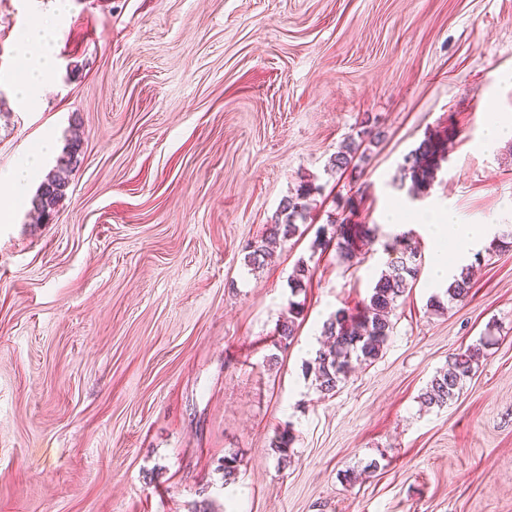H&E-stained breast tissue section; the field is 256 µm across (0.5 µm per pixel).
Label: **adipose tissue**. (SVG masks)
I'll use <instances>...</instances> for the list:
<instances>
[{
  "label": "adipose tissue",
  "mask_w": 512,
  "mask_h": 512,
  "mask_svg": "<svg viewBox=\"0 0 512 512\" xmlns=\"http://www.w3.org/2000/svg\"><path fill=\"white\" fill-rule=\"evenodd\" d=\"M57 36V31L51 28L28 30L21 35L22 51L34 54L28 72L12 81L15 93L23 103H36L50 82L54 71L52 44ZM53 148V139H45L37 149L0 175L1 209L9 212L25 204L29 189ZM414 220L428 228L435 243L431 270L433 284L451 281L455 266L468 263L470 252L480 239L479 232L471 225L459 223L451 211L425 209L416 213Z\"/></svg>",
  "instance_id": "1"
}]
</instances>
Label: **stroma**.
I'll return each mask as SVG.
<instances>
[{
  "label": "stroma",
  "mask_w": 512,
  "mask_h": 512,
  "mask_svg": "<svg viewBox=\"0 0 512 512\" xmlns=\"http://www.w3.org/2000/svg\"><path fill=\"white\" fill-rule=\"evenodd\" d=\"M54 24L28 109L19 38ZM488 112L512 116V0H0V172L48 135L45 171L69 166L44 222L29 205L0 222V512H512V249L488 251L512 230V137L486 143ZM366 127L361 175L331 171ZM427 139L419 194L402 166ZM304 182L299 235L251 269L245 245ZM398 203L493 225L466 302L433 310L434 242L386 224ZM341 216L374 231L354 265L312 248ZM400 231L422 265L394 333L322 396L305 375L322 325L367 302ZM489 333L459 395L423 406L449 354ZM302 315V309L300 303L289 301L288 312L278 325L277 329V341L279 344H288V340H291L295 334L296 327L298 325V319Z\"/></svg>",
  "instance_id": "stroma-1"
}]
</instances>
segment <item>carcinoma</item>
<instances>
[{
  "mask_svg": "<svg viewBox=\"0 0 512 512\" xmlns=\"http://www.w3.org/2000/svg\"><path fill=\"white\" fill-rule=\"evenodd\" d=\"M365 139L354 138L330 158V166L338 172H357L359 162L365 159L362 145ZM437 149L431 140H426L415 152L404 159L403 171L407 172L415 189H426L434 179L435 156ZM69 181L64 171L50 172L42 182L38 194L33 200V208L40 215L47 216L65 197ZM316 187L301 183L296 194L283 199L274 223L268 225L264 239L250 246L247 263L253 268L264 265L270 250L279 242L292 239L299 230V223L306 220V205L302 200L309 197ZM333 240L336 251L346 263L358 259V250L354 235L346 220H333ZM393 258L375 282L368 302L357 314L353 315L341 309L323 323L322 334L332 339V345L316 352L315 358L305 365V373L313 376L317 391L323 396L334 395L336 388L347 379L354 361L372 363L382 355L389 337L393 333L392 315L396 302L409 288L413 287L421 268V254L417 242L406 234L395 237L390 245ZM471 290V278L466 268L461 269L446 289L452 301H464ZM302 315L300 303L288 302V312L278 325L277 341L288 344L292 339L298 319ZM486 343L459 349L448 359V368L437 372L425 391L421 394L422 404L428 407L442 408L448 405L463 382L470 377L474 365L484 357ZM293 443L290 431L284 429L275 432L271 445L281 459L288 457V449Z\"/></svg>",
  "mask_w": 512,
  "mask_h": 512,
  "instance_id": "carcinoma-1",
  "label": "carcinoma"
}]
</instances>
